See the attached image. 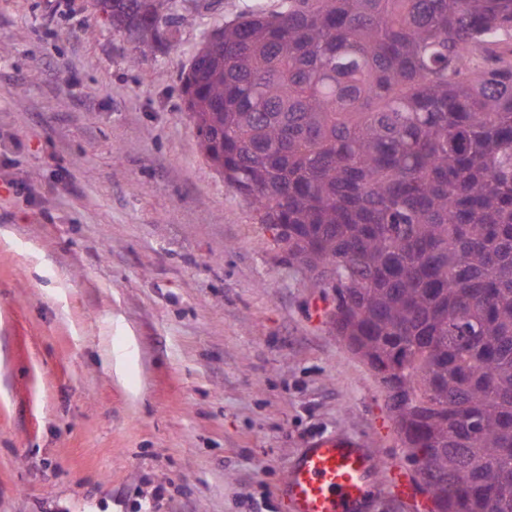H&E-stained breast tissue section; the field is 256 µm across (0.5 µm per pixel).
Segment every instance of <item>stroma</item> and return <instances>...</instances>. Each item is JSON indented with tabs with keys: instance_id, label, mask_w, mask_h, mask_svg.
Returning <instances> with one entry per match:
<instances>
[{
	"instance_id": "35a3bbf8",
	"label": "stroma",
	"mask_w": 512,
	"mask_h": 512,
	"mask_svg": "<svg viewBox=\"0 0 512 512\" xmlns=\"http://www.w3.org/2000/svg\"><path fill=\"white\" fill-rule=\"evenodd\" d=\"M278 0L138 56L94 0H0V512H287L342 434L410 471L372 370L197 146L181 76Z\"/></svg>"
}]
</instances>
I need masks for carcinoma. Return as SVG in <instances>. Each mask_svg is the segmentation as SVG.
Returning a JSON list of instances; mask_svg holds the SVG:
<instances>
[{
  "instance_id": "cac0c4a2",
  "label": "carcinoma",
  "mask_w": 512,
  "mask_h": 512,
  "mask_svg": "<svg viewBox=\"0 0 512 512\" xmlns=\"http://www.w3.org/2000/svg\"><path fill=\"white\" fill-rule=\"evenodd\" d=\"M144 55L177 0H111ZM182 78L198 148L335 293L442 512H512V0H280Z\"/></svg>"
}]
</instances>
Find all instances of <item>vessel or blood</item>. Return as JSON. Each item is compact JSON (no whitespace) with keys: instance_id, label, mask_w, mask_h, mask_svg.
Returning a JSON list of instances; mask_svg holds the SVG:
<instances>
[{"instance_id":"obj_1","label":"vessel or blood","mask_w":512,"mask_h":512,"mask_svg":"<svg viewBox=\"0 0 512 512\" xmlns=\"http://www.w3.org/2000/svg\"><path fill=\"white\" fill-rule=\"evenodd\" d=\"M402 500L412 480L385 456L346 436L311 442L294 459L280 494L292 512H363L375 488Z\"/></svg>"}]
</instances>
